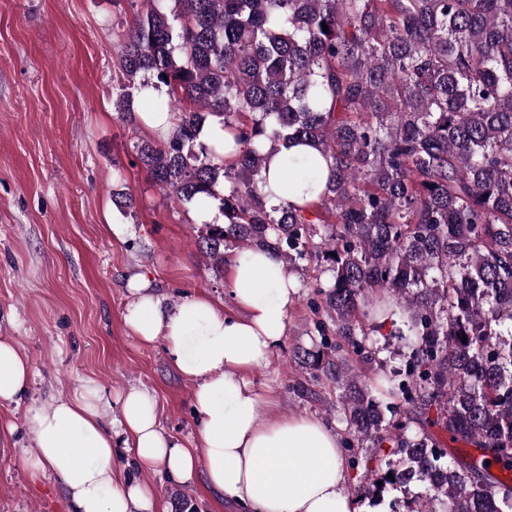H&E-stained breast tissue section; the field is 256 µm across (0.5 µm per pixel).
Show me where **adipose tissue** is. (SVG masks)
Wrapping results in <instances>:
<instances>
[{
  "label": "adipose tissue",
  "mask_w": 512,
  "mask_h": 512,
  "mask_svg": "<svg viewBox=\"0 0 512 512\" xmlns=\"http://www.w3.org/2000/svg\"><path fill=\"white\" fill-rule=\"evenodd\" d=\"M230 270L235 315L203 295L165 314L145 279L129 283L127 329L146 343L164 339L178 371L194 383V447L163 430L145 389L113 394L89 379L30 414L34 452L23 463L51 473L73 512H168L149 483L129 477L132 468L181 483L204 474L241 512H358L335 427L312 416L274 415L273 395L250 376L288 335L298 276L271 250L233 255ZM32 382L28 358L12 337L0 336V401H15ZM114 407L119 416L107 421ZM116 430L129 450L124 464L113 451Z\"/></svg>",
  "instance_id": "ef3b65f1"
}]
</instances>
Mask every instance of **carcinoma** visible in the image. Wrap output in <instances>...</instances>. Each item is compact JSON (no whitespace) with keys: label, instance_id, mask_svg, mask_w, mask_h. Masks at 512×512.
I'll list each match as a JSON object with an SVG mask.
<instances>
[{"label":"carcinoma","instance_id":"carcinoma-1","mask_svg":"<svg viewBox=\"0 0 512 512\" xmlns=\"http://www.w3.org/2000/svg\"><path fill=\"white\" fill-rule=\"evenodd\" d=\"M141 2L115 32V111L130 120L152 97L178 125L136 143V159L182 204L221 201L224 223L197 239L213 271L233 247L316 272L301 287L320 341L295 363L336 380L345 447L397 457L362 495L408 493L410 474L422 490L404 512H512V480L409 428L439 425L512 470V0ZM214 117L229 161L194 152ZM280 152L300 204L267 202ZM387 324L405 359L386 390L402 418L342 360L350 347L383 364L370 335Z\"/></svg>","mask_w":512,"mask_h":512}]
</instances>
